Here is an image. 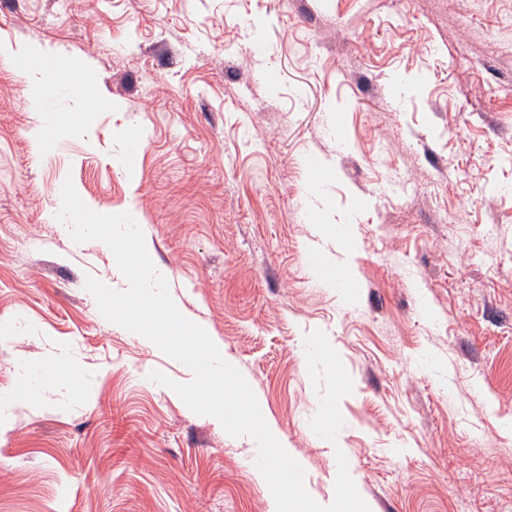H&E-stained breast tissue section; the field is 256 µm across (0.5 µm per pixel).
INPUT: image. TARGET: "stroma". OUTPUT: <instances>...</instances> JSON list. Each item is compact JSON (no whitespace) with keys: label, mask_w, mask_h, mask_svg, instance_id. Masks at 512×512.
I'll return each instance as SVG.
<instances>
[{"label":"stroma","mask_w":512,"mask_h":512,"mask_svg":"<svg viewBox=\"0 0 512 512\" xmlns=\"http://www.w3.org/2000/svg\"><path fill=\"white\" fill-rule=\"evenodd\" d=\"M0 45L85 63L108 102L44 153L0 59V512L269 510L255 441L150 380L192 373L85 289L112 252L51 223L68 178L139 213L309 495L334 497L340 449L374 512H512V0H0ZM336 222L349 291L304 259L339 256ZM317 329L353 380L332 442L309 425ZM54 352L82 392L40 379Z\"/></svg>","instance_id":"35a3bbf8"}]
</instances>
